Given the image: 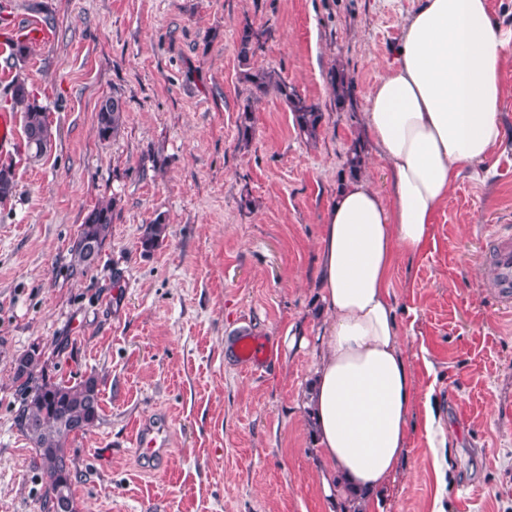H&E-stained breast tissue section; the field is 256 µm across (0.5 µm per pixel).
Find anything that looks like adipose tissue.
Masks as SVG:
<instances>
[{
  "label": "adipose tissue",
  "mask_w": 512,
  "mask_h": 512,
  "mask_svg": "<svg viewBox=\"0 0 512 512\" xmlns=\"http://www.w3.org/2000/svg\"><path fill=\"white\" fill-rule=\"evenodd\" d=\"M512 47L489 0H419L395 67L367 99L366 132L389 163L394 206L363 178L343 185L320 241L319 288L331 318L306 392L325 493L372 512L406 448L414 374L401 345L391 275L422 252L461 169L500 143L501 61ZM437 476L458 441L425 392Z\"/></svg>",
  "instance_id": "adipose-tissue-1"
}]
</instances>
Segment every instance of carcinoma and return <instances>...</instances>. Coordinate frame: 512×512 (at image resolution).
Masks as SVG:
<instances>
[{
  "instance_id": "carcinoma-1",
  "label": "carcinoma",
  "mask_w": 512,
  "mask_h": 512,
  "mask_svg": "<svg viewBox=\"0 0 512 512\" xmlns=\"http://www.w3.org/2000/svg\"><path fill=\"white\" fill-rule=\"evenodd\" d=\"M237 56L242 80L249 84L251 99L258 101L275 93L292 113L293 124L299 133L313 140L321 128L323 115L317 105L302 97L278 74L264 67L254 66L253 59L260 49L257 33L246 24L239 28L236 39ZM332 84L339 101L349 94L350 79L345 70H336ZM13 107L23 113V135L25 146L31 156L40 157L50 146L53 137L52 125L46 108L31 94L24 79L12 80ZM124 103L112 95L102 102L97 114V134L100 140L115 138L123 125ZM16 194V182L12 165L0 166V203L9 201ZM117 201L98 204L85 216L70 248L72 265L77 270H86L81 244L95 242L104 248L112 236V223ZM168 224L157 217L145 227L141 245L146 249L158 246L167 236ZM13 379L21 395L18 414L21 432L30 441L36 452V465L45 481L43 512H52L54 494L63 486L68 495H73L74 471L68 448L77 437L88 433L100 420V388L97 377L86 378L70 384L56 381L44 373L40 354L31 349L13 360Z\"/></svg>"
}]
</instances>
